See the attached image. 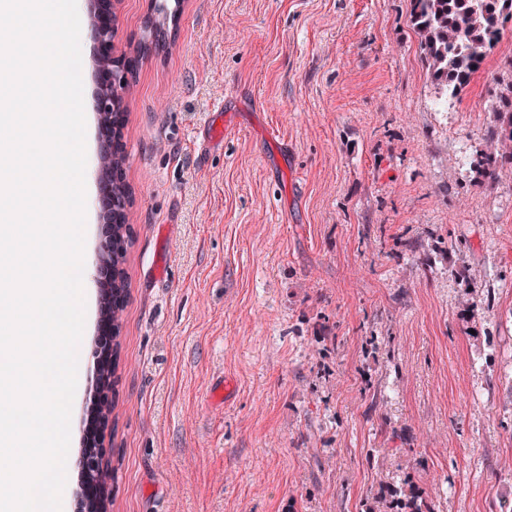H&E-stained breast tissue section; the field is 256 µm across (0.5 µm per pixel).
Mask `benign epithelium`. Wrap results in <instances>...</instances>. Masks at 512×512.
<instances>
[{
	"mask_svg": "<svg viewBox=\"0 0 512 512\" xmlns=\"http://www.w3.org/2000/svg\"><path fill=\"white\" fill-rule=\"evenodd\" d=\"M99 8L90 12L87 28L100 48L95 56V67L99 74L96 107L98 111L101 146L98 153L99 196L98 202L106 215L104 240L99 251V261L94 279L102 282L112 277V223L123 221L128 204L116 193V187L125 182L124 170L115 167V156L125 151L124 125L119 123L116 90L129 83L131 67L128 57L116 55L112 50L114 36V0H98ZM102 452H82L80 456L81 489L76 492L78 512H107L108 485L99 482L92 474L102 470Z\"/></svg>",
	"mask_w": 512,
	"mask_h": 512,
	"instance_id": "1",
	"label": "benign epithelium"
}]
</instances>
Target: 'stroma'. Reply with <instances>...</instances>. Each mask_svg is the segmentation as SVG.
<instances>
[{
  "label": "stroma",
  "mask_w": 512,
  "mask_h": 512,
  "mask_svg": "<svg viewBox=\"0 0 512 512\" xmlns=\"http://www.w3.org/2000/svg\"><path fill=\"white\" fill-rule=\"evenodd\" d=\"M148 5L120 0L116 52L143 40ZM409 10L183 0L140 60L111 512H361L406 476L434 512H512V169L490 185L478 166L512 20L444 105ZM80 46L91 274L97 76ZM83 291L70 502L95 395L100 288Z\"/></svg>",
  "instance_id": "35a3bbf8"
}]
</instances>
